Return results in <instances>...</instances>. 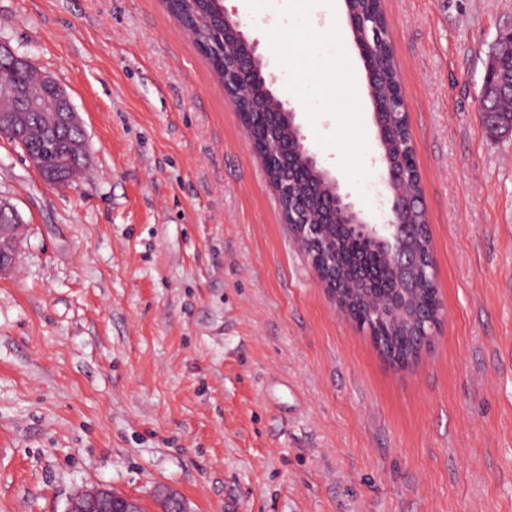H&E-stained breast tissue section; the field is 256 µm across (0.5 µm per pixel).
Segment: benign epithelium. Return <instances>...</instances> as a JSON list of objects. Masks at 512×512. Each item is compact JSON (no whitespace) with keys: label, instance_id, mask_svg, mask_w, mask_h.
Returning a JSON list of instances; mask_svg holds the SVG:
<instances>
[{"label":"benign epithelium","instance_id":"obj_1","mask_svg":"<svg viewBox=\"0 0 512 512\" xmlns=\"http://www.w3.org/2000/svg\"><path fill=\"white\" fill-rule=\"evenodd\" d=\"M214 9L224 20V86L225 94L231 98L240 113L250 148L260 159L266 178L276 170L290 180L302 177V170L309 168L328 179V174L319 168L317 160L308 148L303 146V136L295 124V110L289 103L271 96L273 104L263 112L249 113L241 105L247 89L253 85L267 86L262 64L255 54V47L237 21L231 20L224 12L222 0H211ZM33 68L31 61L15 53L5 42L0 40V71L10 73ZM41 79L52 90L49 98H38L29 95L25 87L6 79L0 80V133L9 132L25 124L30 112H39L43 116V131L47 136H59L69 131H77L79 135L66 140L65 150L70 157L80 164L89 161V147L84 126L79 112L71 102L67 90L49 76ZM512 95V83L506 81L502 74L501 57L493 55L488 69L484 95L493 99L500 95ZM274 118L280 129L290 132V136H273L268 139L265 148L255 146L253 131L257 124L267 123ZM387 177L385 189L390 196V208L387 219L381 224L374 223L355 209L348 196L340 193L338 183L329 179L325 184L321 181L308 184V194L326 195L331 207L317 215L298 201L288 198V191L278 194V200L285 223L289 224L298 246L312 256L310 241L312 235L319 233L328 224H344L355 236L370 239L384 251L386 266L393 272L396 279L409 280V290L405 297L412 298L418 292L419 281L423 277L436 282L434 259L422 261V251L432 253L431 246L425 245L420 235V225L409 218L411 193L399 186L400 174L393 163L386 164ZM8 212L16 219L14 224L0 225V273L9 269L14 261L11 252L16 242L19 229V216L9 204L0 201V213ZM312 268L320 284L337 302L339 312L351 318L350 308L354 304L367 307L369 313L380 316L384 313L383 305L373 301L370 288H357L347 279L325 280L324 268L316 261H311ZM434 340L433 331L422 334L420 343L407 356H397L383 346L378 350L390 363L397 367H405L413 362L420 352ZM161 512H184L177 495L164 489L159 493ZM66 512H144L139 499L115 493L107 488L95 487L83 489L74 494Z\"/></svg>","mask_w":512,"mask_h":512}]
</instances>
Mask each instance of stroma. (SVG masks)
<instances>
[{
  "instance_id": "obj_1",
  "label": "stroma",
  "mask_w": 512,
  "mask_h": 512,
  "mask_svg": "<svg viewBox=\"0 0 512 512\" xmlns=\"http://www.w3.org/2000/svg\"><path fill=\"white\" fill-rule=\"evenodd\" d=\"M443 319L391 367L344 318L282 218L234 103L161 0H0V40L62 84L87 172L46 184L0 136L23 241L0 275V512H66L104 486L157 512H512V136L485 127L512 0H382ZM274 93L265 19L225 0ZM344 50L381 222L373 105ZM296 121L342 192L355 188ZM509 94L512 95V80L506 81L502 74V61L501 57L495 53L488 69L487 81L484 87V95L492 100L493 98ZM439 323V322H438ZM438 323H432V328L423 334H418L421 337L420 343L417 345L416 349H414L409 355L407 356H397L390 353L389 350L384 348L381 343H378V350L381 352V354L385 357L386 360H388L390 363L398 367H405L408 366L411 362H413L421 351L424 349H427L426 347L430 342L432 343L435 336L433 335V329H435L436 325ZM423 349V350H422Z\"/></svg>"
}]
</instances>
